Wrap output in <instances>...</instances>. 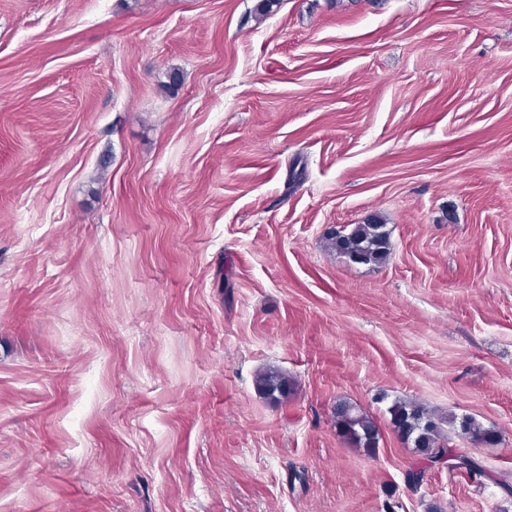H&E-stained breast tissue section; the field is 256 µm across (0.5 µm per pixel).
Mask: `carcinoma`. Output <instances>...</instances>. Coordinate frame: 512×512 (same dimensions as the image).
Wrapping results in <instances>:
<instances>
[{"instance_id":"obj_1","label":"carcinoma","mask_w":512,"mask_h":512,"mask_svg":"<svg viewBox=\"0 0 512 512\" xmlns=\"http://www.w3.org/2000/svg\"><path fill=\"white\" fill-rule=\"evenodd\" d=\"M331 248L350 261L364 265H380L392 254V244L386 224L376 218L365 224H347L333 231L329 238ZM258 392L264 398L283 402L291 395L288 376L277 368L267 367L255 378ZM390 424L394 432L406 443L415 446L422 456V466L411 471L409 482L417 485L427 469L447 466L464 469L471 476L485 475L482 465L473 457L451 448L456 437L474 447H489L500 441L498 432L475 417H439L426 406L396 399L388 407ZM334 420L338 433L353 448L372 455L379 447L380 430L373 417L358 406L339 402L334 407Z\"/></svg>"}]
</instances>
